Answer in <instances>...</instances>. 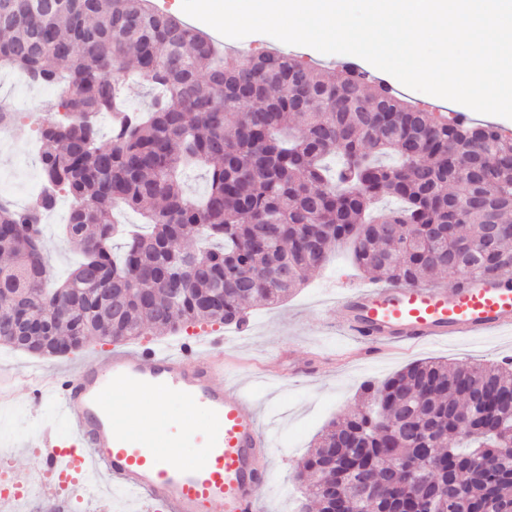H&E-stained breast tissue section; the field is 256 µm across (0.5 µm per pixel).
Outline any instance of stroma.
I'll return each mask as SVG.
<instances>
[{"mask_svg": "<svg viewBox=\"0 0 512 512\" xmlns=\"http://www.w3.org/2000/svg\"><path fill=\"white\" fill-rule=\"evenodd\" d=\"M225 53L257 54L274 49L298 56L313 68L336 73L349 63L344 54H324L308 46L289 45L268 35L254 33L241 39L217 36ZM369 80L382 81L418 108L454 117L460 107L440 102L431 95L405 87L390 74L367 68ZM54 87H26L13 80L11 71L0 70V101L16 111L13 140L0 147V198L25 205L40 188V168L35 148L44 107L56 101ZM367 283V276L351 264L347 248L334 249L328 264L313 271L306 285L282 302L250 308L248 318L255 332L240 336L224 352L229 380L241 383L256 402L262 425L272 441L269 483L259 512H304L306 499L296 475L318 435L334 419L356 405L362 384L379 382L405 365L420 360L442 359L455 364L500 362L512 358V334L479 338H447L414 349L391 348L374 359L352 357L358 342L338 327L335 308L325 300L342 280ZM109 342L93 339L78 352L47 358L11 349L0 343V371L7 372V387L24 394L31 372L58 367H77L89 357L111 350ZM62 439L70 433L49 408L33 410L25 402L0 411V450L25 443L43 430Z\"/></svg>", "mask_w": 512, "mask_h": 512, "instance_id": "obj_1", "label": "stroma"}]
</instances>
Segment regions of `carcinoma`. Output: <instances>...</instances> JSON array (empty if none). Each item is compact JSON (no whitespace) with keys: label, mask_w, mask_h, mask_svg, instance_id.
<instances>
[{"label":"carcinoma","mask_w":512,"mask_h":512,"mask_svg":"<svg viewBox=\"0 0 512 512\" xmlns=\"http://www.w3.org/2000/svg\"><path fill=\"white\" fill-rule=\"evenodd\" d=\"M219 55L149 0H0V66L58 90L38 128L42 190L21 208L0 199V342L62 356L94 336L238 325L335 245L385 283L512 272L500 260L512 255V137L497 125L443 120L354 64L322 75L280 51L234 67ZM131 79L157 94L103 146L95 117L123 110ZM197 167L209 178L199 199L181 188ZM63 195L82 260L57 285L41 225ZM385 198L400 207L374 211ZM118 206L148 223H115ZM190 237L201 246L185 248ZM511 432L512 360L413 362L330 423L303 462L330 491L306 495L319 512L360 485L365 512H512V455L499 452Z\"/></svg>","instance_id":"cac0c4a2"}]
</instances>
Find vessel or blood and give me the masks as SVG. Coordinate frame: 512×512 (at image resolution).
Instances as JSON below:
<instances>
[{"instance_id":"obj_1","label":"vessel or blood","mask_w":512,"mask_h":512,"mask_svg":"<svg viewBox=\"0 0 512 512\" xmlns=\"http://www.w3.org/2000/svg\"><path fill=\"white\" fill-rule=\"evenodd\" d=\"M340 328L359 357L392 344L512 331V275L462 277L453 287L345 285ZM178 399L187 417L169 419ZM30 406L50 403L72 434L38 437L36 466H16L13 483H37L50 512H70L64 483L109 502L112 490L146 499L157 512H256L269 477V437L251 396L224 380V336L188 337L170 349L143 345L33 379ZM206 422L196 425L194 413ZM198 453L183 457L186 443Z\"/></svg>"}]
</instances>
